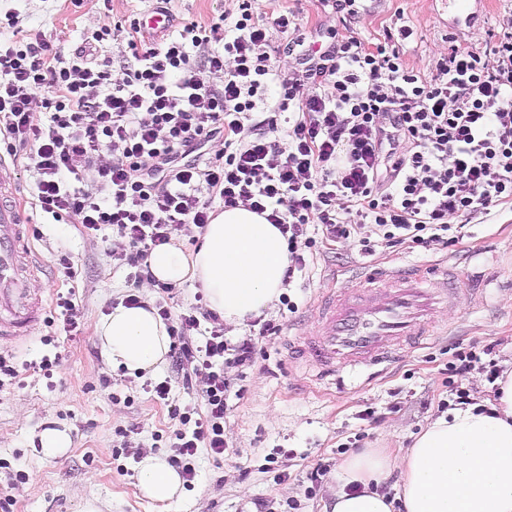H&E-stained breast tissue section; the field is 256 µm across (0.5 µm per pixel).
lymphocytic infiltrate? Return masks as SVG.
I'll return each instance as SVG.
<instances>
[{
  "label": "lymphocytic infiltrate",
  "mask_w": 512,
  "mask_h": 512,
  "mask_svg": "<svg viewBox=\"0 0 512 512\" xmlns=\"http://www.w3.org/2000/svg\"><path fill=\"white\" fill-rule=\"evenodd\" d=\"M275 24L288 36V15ZM129 29L135 64L117 78L112 58L100 54L111 27L66 59L14 28L0 43V147L13 155L33 145L35 206L88 235L115 229L129 242L121 263L136 281L153 282L149 251L183 225L209 224L217 199L266 215L287 234L289 280L317 239L351 237L367 255L379 242L448 245L459 240L449 215L471 218L512 201L511 12L484 51L449 49L428 74L404 59L402 43L413 34L406 25L372 51L353 35L322 50L288 36L283 52L300 68L282 72L256 51L267 30L250 0L143 51L139 21ZM201 66L222 73L221 84L198 78ZM271 82L280 91L267 101ZM37 93L47 114L40 122L30 112ZM219 134L223 152L206 156ZM84 181L98 194L81 190ZM156 310L170 324L173 362L201 388L204 411L196 419L180 413L169 458L190 485L199 449L224 453L225 354L249 362L282 326L264 321L257 335L231 345L215 312L175 317L161 303ZM204 319L211 328L199 345L190 335Z\"/></svg>",
  "instance_id": "f902f5d3"
}]
</instances>
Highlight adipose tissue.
I'll return each mask as SVG.
<instances>
[{
	"label": "adipose tissue",
	"mask_w": 512,
	"mask_h": 512,
	"mask_svg": "<svg viewBox=\"0 0 512 512\" xmlns=\"http://www.w3.org/2000/svg\"><path fill=\"white\" fill-rule=\"evenodd\" d=\"M157 281L196 282L226 325L262 315L285 289L288 244L277 225L244 207H228L208 224L192 252L174 244L149 254ZM104 357L127 374L161 368L170 350L166 323L154 308L117 305L97 327ZM494 398L458 405L431 421L410 448L353 454L337 466L331 512H512V371ZM138 487L150 501L170 504L182 478L158 454L138 463ZM395 498L377 490L391 470Z\"/></svg>",
	"instance_id": "adipose-tissue-1"
}]
</instances>
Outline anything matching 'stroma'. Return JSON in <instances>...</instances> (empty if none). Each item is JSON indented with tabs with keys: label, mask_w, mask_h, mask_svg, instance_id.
Listing matches in <instances>:
<instances>
[{
	"label": "stroma",
	"mask_w": 512,
	"mask_h": 512,
	"mask_svg": "<svg viewBox=\"0 0 512 512\" xmlns=\"http://www.w3.org/2000/svg\"><path fill=\"white\" fill-rule=\"evenodd\" d=\"M153 7L152 0H0V39L11 37L8 21L15 17L20 28L42 35L67 58L86 36L108 25L115 34L105 51L113 56L126 46L131 19ZM237 7L236 0H168L166 5L176 30L192 21L210 23ZM474 9L475 22L458 26L443 12L441 0H369L367 11L351 22L320 0L252 4L256 21L268 30L264 52L288 73L294 63L282 53L284 36L274 24L279 14H293L295 36L322 46L354 34L372 48L383 42L385 29L410 25L414 38L405 48L406 60L428 73L451 45L484 49L504 11L512 10V0H476ZM4 162L0 178L26 216V286L41 305L36 324L0 335V353L24 367L21 386L0 390V479L13 482L10 512H82L87 501L98 512H256L261 501L271 512H286L292 501L297 512H331L329 489L336 484L339 460L364 448L410 447L423 427L447 411L454 400L448 385L452 347L479 351L489 345L498 369L512 367V202L468 221L450 216V223L464 229L462 239L448 247L380 246L365 257L349 239L317 242L306 269L284 291L295 311L279 304L264 314L282 323L280 336L263 344L252 362L224 364L235 393L224 413L223 455L199 449L197 477L183 498L171 505L149 502L137 488V463L150 453L172 455L180 423L171 419V406L199 413L203 405L173 363L139 379L113 368L101 353L96 328L127 295L164 302L177 315L194 305L200 288L187 281L164 293L134 282L118 262L125 239L108 226L86 236L45 216L31 200L35 170L27 152ZM60 253L81 264L77 281L57 275L54 259ZM406 262L476 274L487 290L441 307L436 336L423 347L401 348L392 364L363 368L359 383L318 379L315 370L290 358L296 334L312 327L320 292L358 285L371 265ZM68 292L75 293L81 311V329L73 337L47 324L57 296ZM44 356L59 359L50 380L28 367ZM162 380L171 387L165 400L152 392ZM50 427L68 430L72 439L70 448L52 459L40 454L38 442ZM316 467L325 474L313 485L307 475Z\"/></svg>",
	"instance_id": "1"
}]
</instances>
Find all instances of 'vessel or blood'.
<instances>
[{"instance_id": "vessel-or-blood-1", "label": "vessel or blood", "mask_w": 512, "mask_h": 512, "mask_svg": "<svg viewBox=\"0 0 512 512\" xmlns=\"http://www.w3.org/2000/svg\"><path fill=\"white\" fill-rule=\"evenodd\" d=\"M23 217L16 206L0 205V311H13L17 324L37 319L20 283L17 256L24 247ZM428 268L390 271L374 268L359 286L331 291L315 306V332L293 346L297 359L320 377L343 367L378 365L401 346H417L431 332L440 306L467 287L466 279L446 273L440 287L425 288Z\"/></svg>"}]
</instances>
